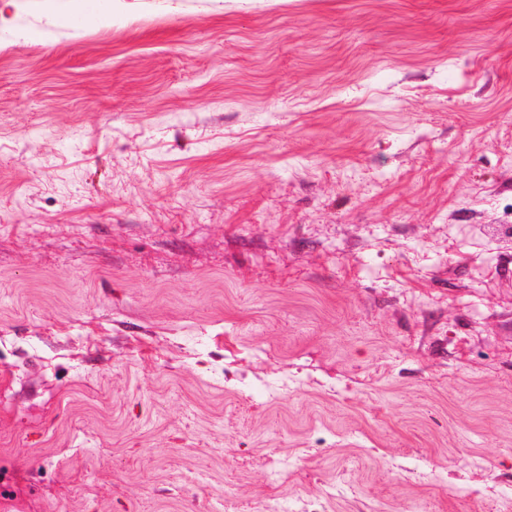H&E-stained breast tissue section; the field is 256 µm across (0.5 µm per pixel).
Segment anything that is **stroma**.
I'll list each match as a JSON object with an SVG mask.
<instances>
[{
  "label": "stroma",
  "instance_id": "1",
  "mask_svg": "<svg viewBox=\"0 0 512 512\" xmlns=\"http://www.w3.org/2000/svg\"><path fill=\"white\" fill-rule=\"evenodd\" d=\"M0 11V512H512V0Z\"/></svg>",
  "mask_w": 512,
  "mask_h": 512
}]
</instances>
